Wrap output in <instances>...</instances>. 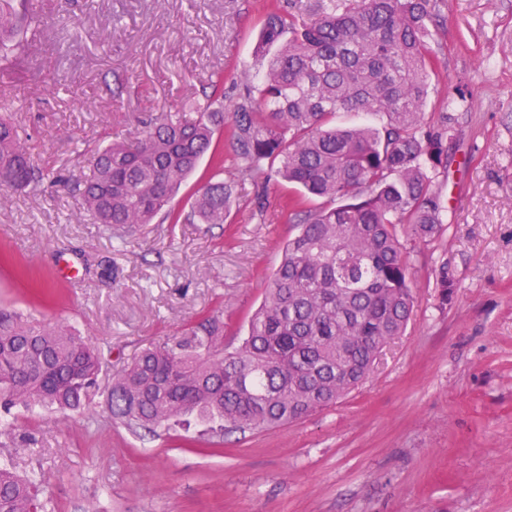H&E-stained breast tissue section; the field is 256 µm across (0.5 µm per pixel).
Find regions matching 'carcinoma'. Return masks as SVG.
Wrapping results in <instances>:
<instances>
[{"label": "carcinoma", "mask_w": 512, "mask_h": 512, "mask_svg": "<svg viewBox=\"0 0 512 512\" xmlns=\"http://www.w3.org/2000/svg\"><path fill=\"white\" fill-rule=\"evenodd\" d=\"M0 0V71L26 56L32 0ZM428 0H307L276 6L254 46L261 65L219 112H165L135 143L90 159L75 190L95 224H222L232 188L208 179L189 210L171 203L205 155L224 171L218 134L246 175L286 182L284 246L264 302L239 347L224 349V313L185 324L102 383L107 358L63 321L0 316V424L25 409L82 414L98 396L113 418L154 433L196 422L213 429L275 428L345 397L406 332L413 284L401 237L433 239L444 224L433 173L448 160L452 116L425 110L437 51ZM341 112L373 121L337 124ZM16 127L0 117V186L40 180ZM324 200L312 210L311 199ZM36 477L0 461V512H38Z\"/></svg>", "instance_id": "carcinoma-1"}]
</instances>
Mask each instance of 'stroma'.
<instances>
[{"label":"stroma","mask_w":512,"mask_h":512,"mask_svg":"<svg viewBox=\"0 0 512 512\" xmlns=\"http://www.w3.org/2000/svg\"><path fill=\"white\" fill-rule=\"evenodd\" d=\"M25 74L0 97L48 182L0 188V311L68 321L111 350L137 348L224 311L239 346L295 228L287 188L225 167L222 224L112 228L81 214L70 185L91 150L134 141L160 112L224 99L258 68L270 0H35ZM438 44L427 109L454 111L438 240L407 241L414 311L358 390L270 430L201 438L134 433L104 398L84 415L19 416L0 456L39 475L45 512H512V0H429ZM454 285L448 306L439 268Z\"/></svg>","instance_id":"obj_1"}]
</instances>
